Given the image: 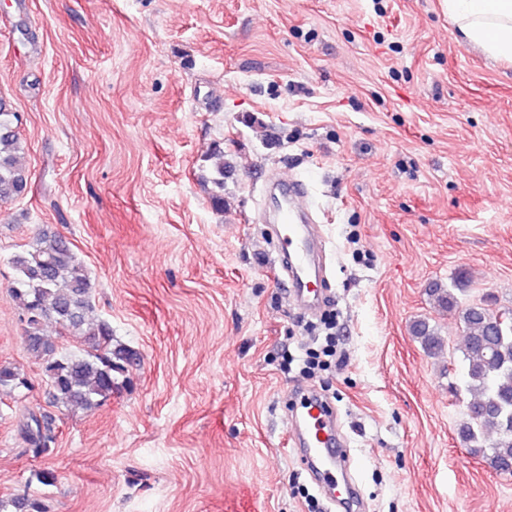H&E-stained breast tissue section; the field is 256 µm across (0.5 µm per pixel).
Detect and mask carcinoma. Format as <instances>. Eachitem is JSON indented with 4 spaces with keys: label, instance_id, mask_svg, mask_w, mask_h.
Returning <instances> with one entry per match:
<instances>
[{
    "label": "carcinoma",
    "instance_id": "carcinoma-1",
    "mask_svg": "<svg viewBox=\"0 0 512 512\" xmlns=\"http://www.w3.org/2000/svg\"><path fill=\"white\" fill-rule=\"evenodd\" d=\"M13 113L0 100V200L20 195L28 186L29 173L20 164L21 141L12 127ZM211 203L224 209V149L216 145ZM15 271L11 292L21 310L27 348L45 363L52 403L59 407L93 409L112 398L129 382V367L137 352L113 344L109 323L89 316L93 287L83 264L64 236L45 229L28 248L11 258ZM430 297L445 311H459L465 333L463 358L465 387L470 394L465 419L458 428L461 441L480 454L497 472L512 468V320L493 323L496 312L483 303L463 308L455 293L439 284L428 288ZM53 323L59 335L78 344L75 352H63L45 335ZM412 335L432 357L443 355V339L426 320L411 327ZM25 385L19 370L0 364V391ZM21 432L27 451L34 457L48 455L55 444L53 419L29 414ZM0 512H49L38 492L0 497Z\"/></svg>",
    "mask_w": 512,
    "mask_h": 512
}]
</instances>
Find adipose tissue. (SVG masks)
<instances>
[{
	"mask_svg": "<svg viewBox=\"0 0 512 512\" xmlns=\"http://www.w3.org/2000/svg\"><path fill=\"white\" fill-rule=\"evenodd\" d=\"M448 16L471 44L512 61V0H446Z\"/></svg>",
	"mask_w": 512,
	"mask_h": 512,
	"instance_id": "1",
	"label": "adipose tissue"
}]
</instances>
